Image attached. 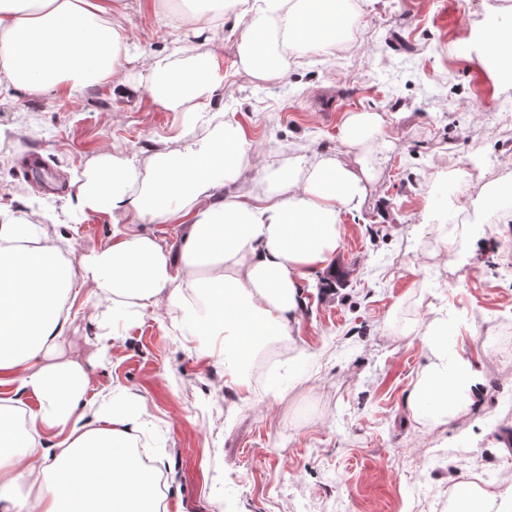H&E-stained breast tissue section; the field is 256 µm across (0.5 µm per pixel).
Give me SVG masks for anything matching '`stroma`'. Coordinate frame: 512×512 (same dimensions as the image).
Returning <instances> with one entry per match:
<instances>
[{
    "instance_id": "35a3bbf8",
    "label": "stroma",
    "mask_w": 512,
    "mask_h": 512,
    "mask_svg": "<svg viewBox=\"0 0 512 512\" xmlns=\"http://www.w3.org/2000/svg\"><path fill=\"white\" fill-rule=\"evenodd\" d=\"M125 0L129 44L140 56L182 43L218 48L224 96L256 167L285 168L314 153H345L350 112L385 120V155L364 203L340 216L336 278L301 280L300 323L286 340L248 353V386L231 383L218 357H200L166 302L120 322L92 390L126 387L152 422L137 440L159 461L169 512H452L464 487L487 481L512 492V208L484 207L486 188L512 178V124L493 108L512 82L481 59L483 25L512 17L502 0H351L354 33L312 57L288 50L283 75L245 72L236 45L251 20L245 0L224 13V33L176 34L174 14L194 0ZM181 117L145 91L110 85L74 95L0 99V213L41 208L53 219L72 179L100 153L142 154L175 137ZM37 151L60 192L29 181L22 157ZM472 169L456 199L468 223L425 221L431 182ZM102 211L58 229L81 256L106 244ZM447 333L452 359L484 381L474 404L434 423L410 408L436 363L429 334ZM427 491L414 495V487Z\"/></svg>"
}]
</instances>
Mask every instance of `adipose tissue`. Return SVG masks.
<instances>
[{"label":"adipose tissue","instance_id":"obj_1","mask_svg":"<svg viewBox=\"0 0 512 512\" xmlns=\"http://www.w3.org/2000/svg\"><path fill=\"white\" fill-rule=\"evenodd\" d=\"M253 17L237 43L241 67L274 77L288 46L335 45L350 21L349 0H254ZM129 53L120 0H0V91L38 98L107 83L124 94L118 74ZM144 89L161 108L180 113L182 132L143 158L104 153L77 178L69 218L103 210L124 216L112 240L61 261V249L35 215L0 223V512H162L164 494L134 451L150 423L144 399L123 387L89 396L91 372L64 360L70 315L66 302L83 289L105 298L94 320L97 363H105L117 316L127 318L166 300L194 336L198 354L210 339L288 336L299 322V283L328 267L341 241L340 215L365 194L376 158L371 147L383 119L355 112L342 139L353 162L320 153L302 166L265 174L263 195L246 176L250 145L240 128L211 111L224 93L215 51L175 49L144 64ZM209 129L193 135L196 123ZM142 223L185 231L179 249ZM204 297L194 308L191 297ZM479 379L448 365L432 366L413 393L448 397L475 393ZM35 405L17 422V392Z\"/></svg>","mask_w":512,"mask_h":512}]
</instances>
